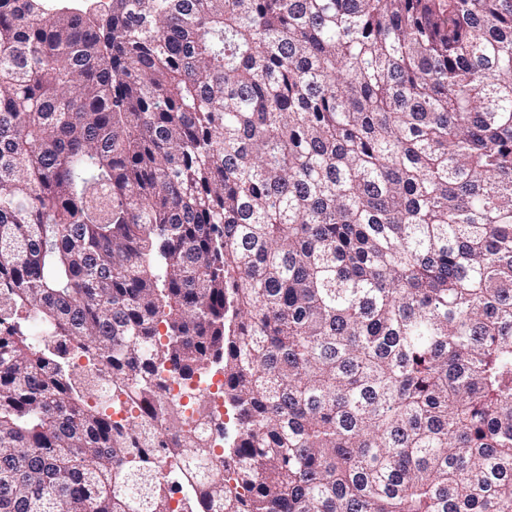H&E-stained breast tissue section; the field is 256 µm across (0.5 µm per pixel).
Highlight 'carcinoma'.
Instances as JSON below:
<instances>
[{
	"mask_svg": "<svg viewBox=\"0 0 512 512\" xmlns=\"http://www.w3.org/2000/svg\"><path fill=\"white\" fill-rule=\"evenodd\" d=\"M212 365L224 448L164 481L157 370ZM185 485L512 512V0H0V512Z\"/></svg>",
	"mask_w": 512,
	"mask_h": 512,
	"instance_id": "carcinoma-1",
	"label": "carcinoma"
}]
</instances>
